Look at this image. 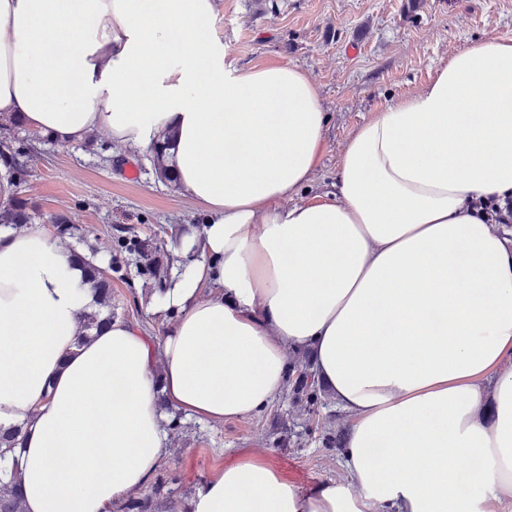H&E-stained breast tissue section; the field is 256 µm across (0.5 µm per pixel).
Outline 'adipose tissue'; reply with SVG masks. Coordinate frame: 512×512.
I'll use <instances>...</instances> for the list:
<instances>
[{
  "instance_id": "1",
  "label": "adipose tissue",
  "mask_w": 512,
  "mask_h": 512,
  "mask_svg": "<svg viewBox=\"0 0 512 512\" xmlns=\"http://www.w3.org/2000/svg\"><path fill=\"white\" fill-rule=\"evenodd\" d=\"M217 0H0V115L69 144L167 139L201 228L154 305L77 344L94 294L67 242L0 230V426L25 512H115L166 451L157 397L215 424L282 394L306 349L346 417L347 480L303 490L242 452L160 512H512V42L457 53L365 121L336 193L307 72L229 60ZM478 212L490 224H510L512 226V195L499 197L491 195L474 203Z\"/></svg>"
}]
</instances>
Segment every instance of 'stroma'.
Returning a JSON list of instances; mask_svg holds the SVG:
<instances>
[{
	"instance_id": "stroma-1",
	"label": "stroma",
	"mask_w": 512,
	"mask_h": 512,
	"mask_svg": "<svg viewBox=\"0 0 512 512\" xmlns=\"http://www.w3.org/2000/svg\"><path fill=\"white\" fill-rule=\"evenodd\" d=\"M214 29L239 64L285 62L317 85L328 115L325 150L299 194L305 200L334 193L342 151L374 113L420 93L457 52L482 40H512V0H221ZM5 138L30 151L29 175L14 184L13 196L34 205L45 228H52L54 215H67L99 248L101 262H117L116 316L156 334L166 317L152 305L151 281L134 256L111 252L110 246L117 238L135 237L167 257L169 241L192 223L194 207L158 178L150 154L114 147L105 136L65 145L41 141L23 125L0 129ZM128 163L137 168V180L123 177ZM297 421L287 390L247 419L213 424L190 416L160 466L185 474L183 498L245 449L301 488L345 479L342 444L320 426L296 437L289 428Z\"/></svg>"
}]
</instances>
